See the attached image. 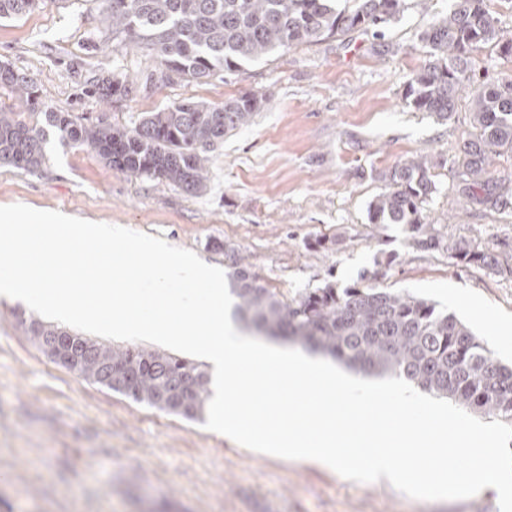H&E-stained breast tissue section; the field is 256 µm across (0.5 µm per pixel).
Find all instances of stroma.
<instances>
[{"label":"stroma","instance_id":"stroma-1","mask_svg":"<svg viewBox=\"0 0 512 512\" xmlns=\"http://www.w3.org/2000/svg\"><path fill=\"white\" fill-rule=\"evenodd\" d=\"M451 4L407 0L382 34L356 30L204 81H164L150 51L101 23L95 0H44L0 21V62L34 81L45 111L130 128L187 99L220 106L251 93L264 105L210 152L200 195L54 142L38 173L0 165V205L118 224L223 269L229 249L284 296L329 280L349 285L365 271L381 287L456 313L495 359L511 363L512 338L491 335L481 317L512 322V277L458 263L444 245L417 250L406 225L368 220L380 173L429 155L440 165L425 223L443 241L512 254V213L468 203L453 177L472 131L469 90L443 122L405 98L428 58L419 35ZM115 77L126 81L127 96L92 93L94 80ZM317 238L332 240L331 249H311ZM35 317L24 302L0 299V512H467L463 499L415 500L252 451L203 419L78 378L33 342L24 324Z\"/></svg>","mask_w":512,"mask_h":512}]
</instances>
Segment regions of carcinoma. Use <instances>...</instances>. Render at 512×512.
I'll return each instance as SVG.
<instances>
[{
    "label": "carcinoma",
    "instance_id": "carcinoma-1",
    "mask_svg": "<svg viewBox=\"0 0 512 512\" xmlns=\"http://www.w3.org/2000/svg\"><path fill=\"white\" fill-rule=\"evenodd\" d=\"M39 0H0V19H19ZM112 32L154 54L163 78L200 81L233 72L285 48L313 45L355 29L389 24L406 0H354L340 9L335 0H95ZM495 0H452L448 15L432 19L421 33L428 61L410 77L405 98L419 111L448 119L459 88L474 82L475 52L491 48L512 57V30L494 9ZM0 86L40 108L35 83L0 63ZM94 91L106 98L128 94L124 81L102 79ZM263 98L244 94L222 107L185 100L145 115L126 128L100 121L79 123L68 112H46L29 124L0 108V163L35 172L45 165L47 145L86 147L135 177L158 178L189 195L208 180V152L224 135L253 120ZM474 132L457 161L463 194L501 212L512 210V182L493 180L496 158L512 152V73L480 84L470 107ZM428 156L406 159L385 171L384 189L369 206L373 224H407L421 249L440 246L421 205L436 189ZM482 191L474 194L475 189ZM448 253L465 264L512 275L509 258L448 238ZM229 280L239 318L259 332L282 336L364 372L392 373L422 391L445 397L474 413L512 424V367L495 360L485 343L453 313L426 299L381 288L362 275L346 287L331 281L283 297L265 287L244 259L232 253ZM27 332L40 351L55 359L63 348L75 359L74 373L138 403L196 419L209 395L210 380L199 365L169 353L130 346L114 348L65 329L37 323ZM124 368L123 377L110 372Z\"/></svg>",
    "mask_w": 512,
    "mask_h": 512
}]
</instances>
